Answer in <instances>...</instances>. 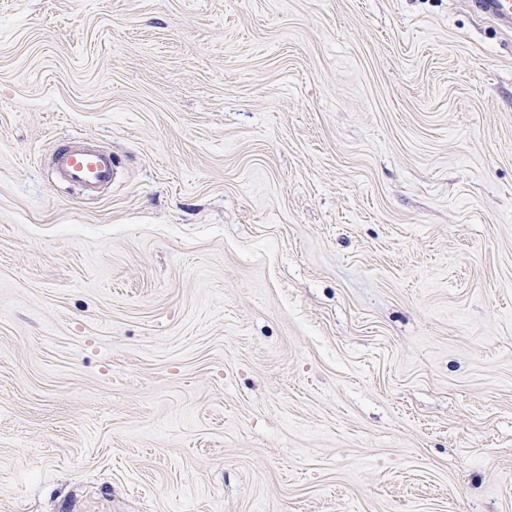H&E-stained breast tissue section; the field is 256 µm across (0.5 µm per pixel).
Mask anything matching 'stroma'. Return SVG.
Listing matches in <instances>:
<instances>
[{
	"instance_id": "1",
	"label": "stroma",
	"mask_w": 512,
	"mask_h": 512,
	"mask_svg": "<svg viewBox=\"0 0 512 512\" xmlns=\"http://www.w3.org/2000/svg\"><path fill=\"white\" fill-rule=\"evenodd\" d=\"M0 512H512V33L0 0ZM51 164L62 181L88 196H95L118 172L112 153L98 149L87 138L58 145L52 152Z\"/></svg>"
}]
</instances>
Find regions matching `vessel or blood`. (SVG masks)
I'll use <instances>...</instances> for the list:
<instances>
[{
	"label": "vessel or blood",
	"mask_w": 512,
	"mask_h": 512,
	"mask_svg": "<svg viewBox=\"0 0 512 512\" xmlns=\"http://www.w3.org/2000/svg\"><path fill=\"white\" fill-rule=\"evenodd\" d=\"M470 9L493 22L502 31L512 32V0H468ZM53 170L62 181L88 196L111 183L117 166L111 153L82 138L58 145L51 156Z\"/></svg>",
	"instance_id": "1"
}]
</instances>
